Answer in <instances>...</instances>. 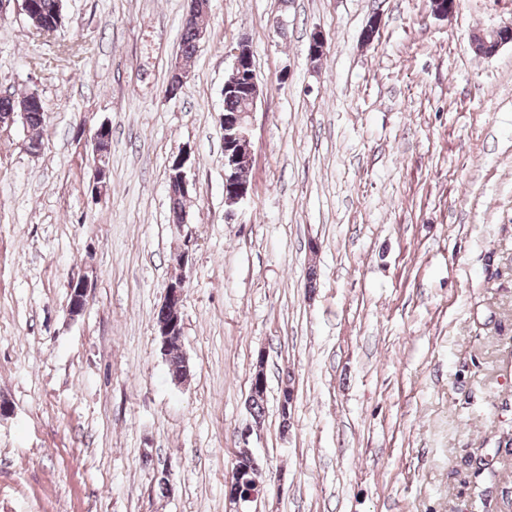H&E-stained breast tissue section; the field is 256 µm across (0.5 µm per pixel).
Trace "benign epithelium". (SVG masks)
<instances>
[{"label": "benign epithelium", "instance_id": "benign-epithelium-1", "mask_svg": "<svg viewBox=\"0 0 512 512\" xmlns=\"http://www.w3.org/2000/svg\"><path fill=\"white\" fill-rule=\"evenodd\" d=\"M471 46L476 54L492 57L506 44H512V25L501 26L489 31H476L471 35ZM233 71L248 78L241 85L245 92V107L242 112H232L223 115L224 132V207L225 217L234 214L237 207L245 200L250 192L249 182L239 179L242 169L252 164L251 129L252 116L260 95L257 78L250 77L251 52L247 44L241 42L231 51ZM111 136L110 127L102 124L91 133L90 141L95 156L96 178L108 172L107 157L101 149V143L108 141ZM190 155L180 152L172 158L168 166L167 183L176 185L182 194L189 195L191 184L187 176V164ZM67 309L72 317L80 316L86 307L87 298L93 288V282L87 277L73 278L68 282ZM186 296V277H178L169 282L165 289L164 298L160 304L155 320L157 336L163 355H168L170 346L176 342L183 344V330L174 319L168 317L169 310L182 308ZM234 483L237 484L234 493L226 494L228 512H246L250 502L258 498L255 489L262 487L253 472L243 464H236L233 470Z\"/></svg>", "mask_w": 512, "mask_h": 512}]
</instances>
